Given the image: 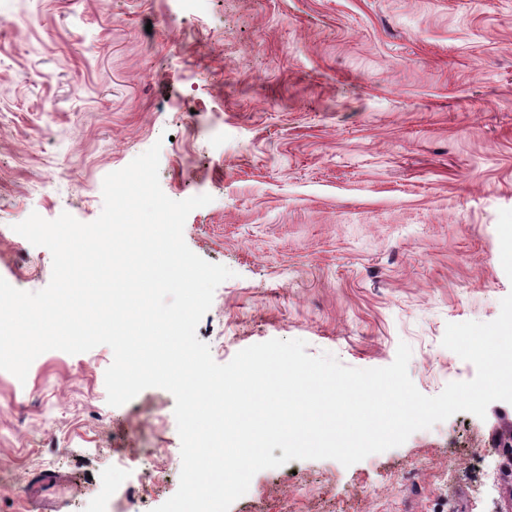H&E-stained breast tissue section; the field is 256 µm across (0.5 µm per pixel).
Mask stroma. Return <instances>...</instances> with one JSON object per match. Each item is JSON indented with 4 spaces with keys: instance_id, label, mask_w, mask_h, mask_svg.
Instances as JSON below:
<instances>
[{
    "instance_id": "35a3bbf8",
    "label": "stroma",
    "mask_w": 512,
    "mask_h": 512,
    "mask_svg": "<svg viewBox=\"0 0 512 512\" xmlns=\"http://www.w3.org/2000/svg\"><path fill=\"white\" fill-rule=\"evenodd\" d=\"M161 143L211 195L184 240L232 270L197 337L220 364L301 339L353 368L399 343L417 389L474 366L445 327L512 293V0H0V277L35 292L31 213L89 223L104 177ZM105 345L0 370V512H153L179 486L173 395L107 402ZM512 404L352 466L256 473L229 512H512Z\"/></svg>"
}]
</instances>
